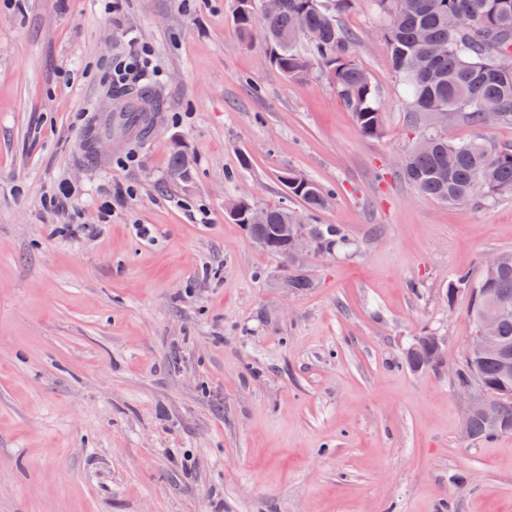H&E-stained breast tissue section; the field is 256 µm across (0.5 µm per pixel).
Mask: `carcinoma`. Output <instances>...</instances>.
Returning <instances> with one entry per match:
<instances>
[{"label": "carcinoma", "instance_id": "cac0c4a2", "mask_svg": "<svg viewBox=\"0 0 512 512\" xmlns=\"http://www.w3.org/2000/svg\"><path fill=\"white\" fill-rule=\"evenodd\" d=\"M260 0H236L235 21L240 34L249 38L255 28L262 30L264 62L287 78L304 77L316 63L325 73L338 100L351 112L366 138L383 133V104L378 87L358 62L354 36L340 23V16L356 8L359 0H281L271 15L258 7ZM379 14L387 18L383 36L393 77L403 93L409 117L426 121L423 134L434 141L428 150L412 147L402 158L401 173L422 196L444 205L464 203L478 193L486 197L512 193V147H489L477 140H448L442 137L439 120L443 115L457 123L483 126L479 103L493 102L501 121L512 123V0H372ZM463 22L462 31L448 29V17ZM318 30L322 39L306 43L305 32ZM433 44L447 52L433 59ZM131 100H142L139 111L144 128L146 113L159 108L147 86L122 92ZM288 197L298 200L305 217L326 208L329 195L314 181L290 170L280 175ZM268 220L257 234L271 244V256L283 258V225L290 223L288 204L266 208ZM304 231L314 236L325 254L345 245L335 224L304 222ZM460 292L471 295L473 323L492 313L490 301L505 298L512 302V251L501 252V260L484 267L478 280L469 272L455 273L448 283V304ZM430 335L413 339L414 350L406 363L425 369L439 363L444 352L434 353ZM480 379L500 411L493 425L480 416L470 420L477 439L512 431V378L503 376L496 355L479 354L463 358L459 386Z\"/></svg>", "mask_w": 512, "mask_h": 512}]
</instances>
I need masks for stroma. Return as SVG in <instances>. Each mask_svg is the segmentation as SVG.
<instances>
[{"label": "stroma", "mask_w": 512, "mask_h": 512, "mask_svg": "<svg viewBox=\"0 0 512 512\" xmlns=\"http://www.w3.org/2000/svg\"><path fill=\"white\" fill-rule=\"evenodd\" d=\"M234 8L0 0V512H512V433L463 436L473 322L469 293L448 297L512 250V195L445 207L404 181L418 130L370 0L342 23L381 93L377 139L319 67L265 65ZM130 33L155 50L162 112L100 152L84 135ZM288 169L346 237L301 292L225 214L284 202ZM426 332L448 350L415 372ZM430 337L431 343L435 348H443L444 351H447V337L437 335L431 336V334H426L424 336H416L413 339L412 345L409 347L411 348L415 346L413 352H407V354L405 355V360L408 366L410 364L413 368L422 370L433 364H437L439 363L440 360H442L445 353L443 351L438 353L432 352L429 343Z\"/></svg>", "instance_id": "1"}]
</instances>
